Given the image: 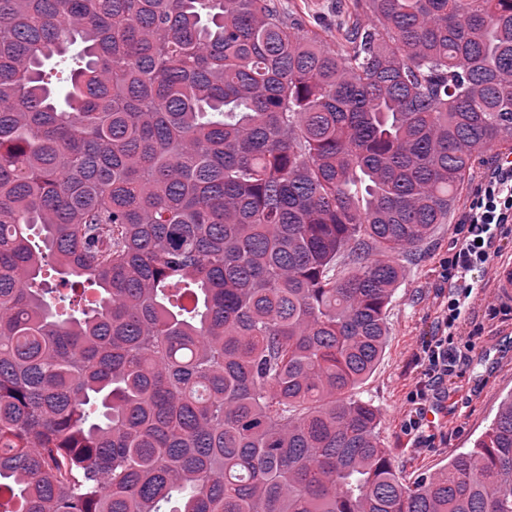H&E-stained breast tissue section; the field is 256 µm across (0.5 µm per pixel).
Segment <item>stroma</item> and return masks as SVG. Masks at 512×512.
I'll use <instances>...</instances> for the list:
<instances>
[{
  "label": "stroma",
  "instance_id": "obj_1",
  "mask_svg": "<svg viewBox=\"0 0 512 512\" xmlns=\"http://www.w3.org/2000/svg\"><path fill=\"white\" fill-rule=\"evenodd\" d=\"M467 185L450 223L437 226L418 252L404 262L405 275L388 307L390 327L386 348L356 396L371 402L380 413V438L388 448L395 471L414 481L446 465L457 453L472 448L494 418L501 400L512 394V306L497 300L490 269H474L475 288L466 299L456 334L459 344H470L462 376L448 383L441 397L428 399V420L422 429L435 434L433 446L410 439L404 423L413 409L407 395L419 372L414 355L421 343L439 331L442 309L452 291L439 275V265L457 239V228L473 197Z\"/></svg>",
  "mask_w": 512,
  "mask_h": 512
}]
</instances>
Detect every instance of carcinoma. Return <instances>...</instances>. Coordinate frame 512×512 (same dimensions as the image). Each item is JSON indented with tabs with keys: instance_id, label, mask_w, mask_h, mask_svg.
Returning <instances> with one entry per match:
<instances>
[{
	"instance_id": "cac0c4a2",
	"label": "carcinoma",
	"mask_w": 512,
	"mask_h": 512,
	"mask_svg": "<svg viewBox=\"0 0 512 512\" xmlns=\"http://www.w3.org/2000/svg\"><path fill=\"white\" fill-rule=\"evenodd\" d=\"M0 0V512H512V394L411 483L353 397L398 258L512 150V0ZM348 0H280L284 6H299L305 14L320 17L324 20V25L333 30L338 21L337 5Z\"/></svg>"
}]
</instances>
